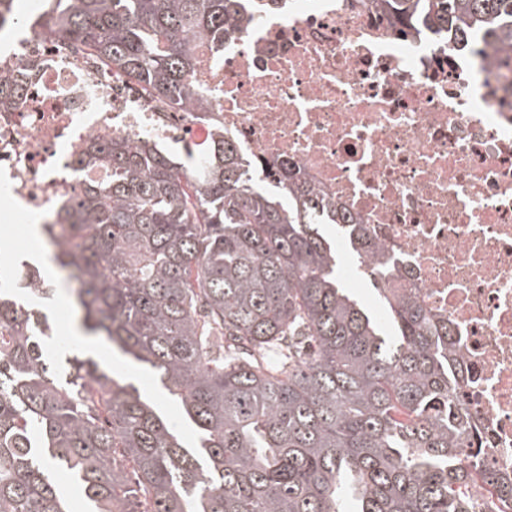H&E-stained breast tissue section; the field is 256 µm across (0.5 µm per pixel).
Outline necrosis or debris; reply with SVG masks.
<instances>
[{
    "mask_svg": "<svg viewBox=\"0 0 512 512\" xmlns=\"http://www.w3.org/2000/svg\"><path fill=\"white\" fill-rule=\"evenodd\" d=\"M237 10L223 50L196 44L204 114L152 103L123 71L16 27L0 41V76L23 86L0 112V192L57 223L110 179L82 158L115 138L167 150L220 129L258 178L294 165L370 228L394 286L448 318L482 464L512 482V68L494 48L396 23L378 0Z\"/></svg>",
    "mask_w": 512,
    "mask_h": 512,
    "instance_id": "4bbe7bcc",
    "label": "necrosis or debris"
}]
</instances>
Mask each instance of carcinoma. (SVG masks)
I'll list each match as a JSON object with an SVG mask.
<instances>
[{
  "instance_id": "cac0c4a2",
  "label": "carcinoma",
  "mask_w": 512,
  "mask_h": 512,
  "mask_svg": "<svg viewBox=\"0 0 512 512\" xmlns=\"http://www.w3.org/2000/svg\"><path fill=\"white\" fill-rule=\"evenodd\" d=\"M37 20L161 104L200 112L190 37L224 48L235 0H48ZM453 41L512 49V0H379ZM112 171L63 219L40 225L78 282L88 336L155 376L199 434L178 432L131 383L45 354L53 289L21 262L0 288V512H473L477 480L512 512V485L482 467L448 320L394 269L368 228L302 176L247 175L220 135L181 163L148 142L92 143ZM330 225L385 309L373 316L337 274ZM63 471L82 491L64 495Z\"/></svg>"
}]
</instances>
